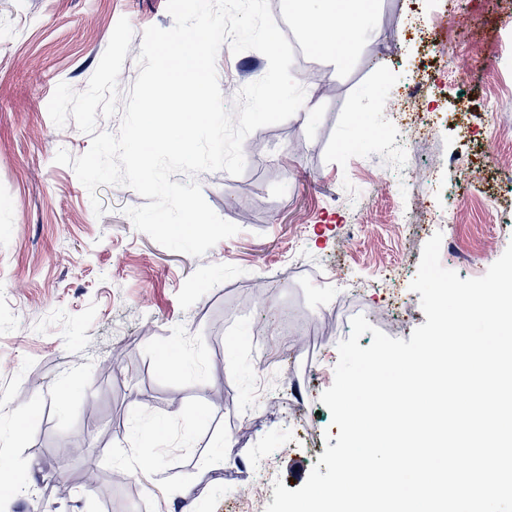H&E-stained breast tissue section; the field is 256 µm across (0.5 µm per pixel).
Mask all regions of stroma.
I'll use <instances>...</instances> for the list:
<instances>
[{"label":"stroma","instance_id":"stroma-1","mask_svg":"<svg viewBox=\"0 0 512 512\" xmlns=\"http://www.w3.org/2000/svg\"><path fill=\"white\" fill-rule=\"evenodd\" d=\"M420 0H381L377 33L344 70L312 56L290 72L313 108L243 141L245 169L197 175L204 198L239 231L194 257L137 230L126 210L144 197L123 185L88 192L58 150L84 154L117 132L139 70L127 45L147 27L171 28L167 0H0V455L20 493L0 486V512H239L228 471L258 451L265 479L300 488L338 435L319 400L331 386L337 345L354 316L410 339L425 323L414 279L438 230L427 193L408 170L456 183L463 220L442 246L459 278L488 270L512 244L499 191L512 173L485 151L512 158V0H466L428 24L456 45L451 72L426 37L408 29ZM227 105L238 78L261 79L256 50L216 60ZM424 82L436 135L397 161L361 144L387 125L384 106ZM388 175L377 188L376 172ZM100 203L104 213L95 215ZM287 307L302 345L293 378L312 446L294 444L288 399L272 389L253 408L261 305ZM182 351L179 373L163 356ZM22 422L26 434L12 439ZM152 445V477L122 470ZM231 455L218 457L219 447ZM103 479L88 490L80 476Z\"/></svg>","mask_w":512,"mask_h":512}]
</instances>
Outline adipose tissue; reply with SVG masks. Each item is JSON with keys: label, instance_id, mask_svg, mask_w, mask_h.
Here are the masks:
<instances>
[{"label": "adipose tissue", "instance_id": "obj_1", "mask_svg": "<svg viewBox=\"0 0 512 512\" xmlns=\"http://www.w3.org/2000/svg\"><path fill=\"white\" fill-rule=\"evenodd\" d=\"M288 12L314 53L346 63L374 20L373 0H290Z\"/></svg>", "mask_w": 512, "mask_h": 512}]
</instances>
